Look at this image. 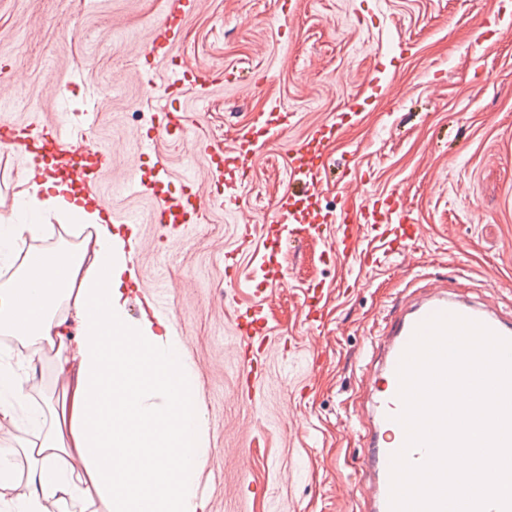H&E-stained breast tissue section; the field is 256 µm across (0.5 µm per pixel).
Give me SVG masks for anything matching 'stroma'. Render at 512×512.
Returning <instances> with one entry per match:
<instances>
[{
  "label": "stroma",
  "instance_id": "stroma-1",
  "mask_svg": "<svg viewBox=\"0 0 512 512\" xmlns=\"http://www.w3.org/2000/svg\"><path fill=\"white\" fill-rule=\"evenodd\" d=\"M179 0H0V126H61L111 153L90 184L132 222L139 289L130 319L162 307L194 369L208 446L207 512H359L357 397L370 333L419 278H446L512 316V0H194L173 46L206 86L180 99L188 135L143 150L170 71L148 62ZM289 111L281 137L263 129ZM329 144L315 197L289 154L317 129ZM250 145V189L203 149ZM146 184L126 189L129 175ZM192 185L194 223L160 229L162 198ZM292 196L296 228L272 239ZM402 199L419 237L353 227L374 264L342 253L344 225L310 228L363 196ZM240 275L224 286V260ZM262 310V348L239 347L237 317ZM262 374L242 390V362Z\"/></svg>",
  "mask_w": 512,
  "mask_h": 512
}]
</instances>
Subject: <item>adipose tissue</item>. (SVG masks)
<instances>
[{
	"mask_svg": "<svg viewBox=\"0 0 512 512\" xmlns=\"http://www.w3.org/2000/svg\"><path fill=\"white\" fill-rule=\"evenodd\" d=\"M58 241L38 247L50 219ZM0 512H205L204 415L193 369L160 321H128L125 234L71 181L24 177L0 215ZM48 360L58 394H42Z\"/></svg>",
	"mask_w": 512,
	"mask_h": 512,
	"instance_id": "adipose-tissue-1",
	"label": "adipose tissue"
}]
</instances>
